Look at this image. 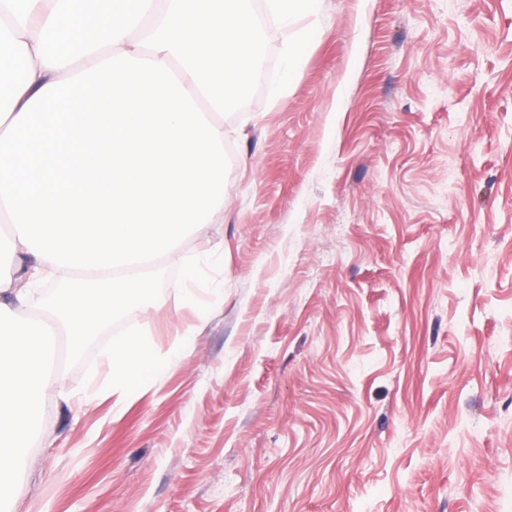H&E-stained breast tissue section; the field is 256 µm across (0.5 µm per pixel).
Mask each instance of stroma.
Instances as JSON below:
<instances>
[{
  "label": "stroma",
  "mask_w": 512,
  "mask_h": 512,
  "mask_svg": "<svg viewBox=\"0 0 512 512\" xmlns=\"http://www.w3.org/2000/svg\"><path fill=\"white\" fill-rule=\"evenodd\" d=\"M224 113V209L180 259L221 292L69 354L18 512H512V0H319ZM299 46L285 76L284 43ZM139 333L185 355L116 404Z\"/></svg>",
  "instance_id": "1"
}]
</instances>
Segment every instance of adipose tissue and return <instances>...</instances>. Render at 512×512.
Masks as SVG:
<instances>
[{"instance_id": "1", "label": "adipose tissue", "mask_w": 512, "mask_h": 512, "mask_svg": "<svg viewBox=\"0 0 512 512\" xmlns=\"http://www.w3.org/2000/svg\"><path fill=\"white\" fill-rule=\"evenodd\" d=\"M256 41L252 0H0V201L12 226L0 260L34 251L24 272H0V493L43 436L41 387L61 380L47 331L20 314L51 309L75 351L129 308L162 311L151 279L65 271L171 254L223 209L224 111ZM79 62L107 106L77 109ZM170 359L127 336L101 364L130 398Z\"/></svg>"}]
</instances>
